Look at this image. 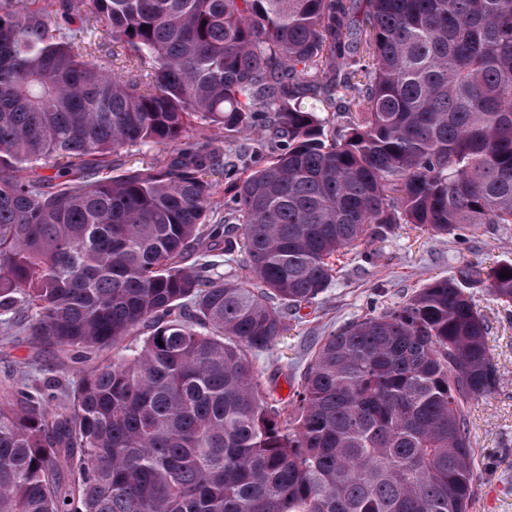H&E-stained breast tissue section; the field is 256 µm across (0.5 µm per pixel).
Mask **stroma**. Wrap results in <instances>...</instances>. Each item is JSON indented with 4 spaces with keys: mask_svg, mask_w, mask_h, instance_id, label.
I'll return each mask as SVG.
<instances>
[{
    "mask_svg": "<svg viewBox=\"0 0 512 512\" xmlns=\"http://www.w3.org/2000/svg\"><path fill=\"white\" fill-rule=\"evenodd\" d=\"M512 260V224H483L466 236L434 235L416 224H396L386 236L336 261L327 291L301 308L272 348L251 360L261 381L289 404L319 341L372 309L407 301L429 278L474 268L488 271ZM488 323V345L501 374L495 391L471 402L469 421L477 476L469 512H512V307L488 295L484 284L467 290ZM77 366L39 352L29 339L0 333V388L42 385L72 390Z\"/></svg>",
    "mask_w": 512,
    "mask_h": 512,
    "instance_id": "1",
    "label": "stroma"
}]
</instances>
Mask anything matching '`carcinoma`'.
<instances>
[{"instance_id":"carcinoma-1","label":"carcinoma","mask_w":512,"mask_h":512,"mask_svg":"<svg viewBox=\"0 0 512 512\" xmlns=\"http://www.w3.org/2000/svg\"><path fill=\"white\" fill-rule=\"evenodd\" d=\"M194 123L242 143L107 173ZM394 224H512V0H0V316L81 365L0 404V512H468L472 274L325 337L288 409L249 360ZM304 104L306 107L315 109L322 117L329 118L331 120V126H335L336 129L343 126L348 120L346 113L339 110V106L336 103L331 105L323 100L305 98Z\"/></svg>"}]
</instances>
